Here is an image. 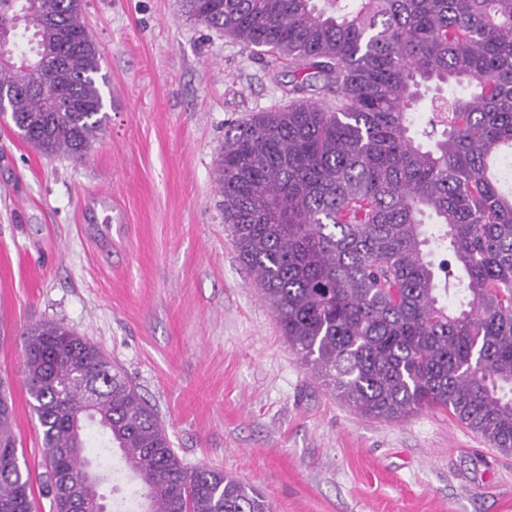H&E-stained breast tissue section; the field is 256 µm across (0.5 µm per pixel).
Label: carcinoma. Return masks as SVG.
Returning <instances> with one entry per match:
<instances>
[{"instance_id":"cac0c4a2","label":"carcinoma","mask_w":512,"mask_h":512,"mask_svg":"<svg viewBox=\"0 0 512 512\" xmlns=\"http://www.w3.org/2000/svg\"><path fill=\"white\" fill-rule=\"evenodd\" d=\"M189 16L288 62V105L227 126L224 223L281 336L336 397L401 421L441 409L512 452V0H186ZM62 70L0 68L5 119L45 156L82 159L104 127L82 0H0ZM323 84L333 103L304 96ZM427 120L414 114L430 85ZM67 99L72 111L60 110ZM52 512H273L254 487L185 468L150 404L74 330L24 332ZM108 436L87 457V428ZM136 481L106 502L110 454ZM0 512H36L0 391Z\"/></svg>"}]
</instances>
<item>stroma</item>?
<instances>
[{"instance_id":"stroma-1","label":"stroma","mask_w":512,"mask_h":512,"mask_svg":"<svg viewBox=\"0 0 512 512\" xmlns=\"http://www.w3.org/2000/svg\"><path fill=\"white\" fill-rule=\"evenodd\" d=\"M107 124L82 160L0 123V377L34 485L46 472L22 333L52 321L100 346L186 467L275 512H512V455L439 409L344 405L281 336L224 224L227 125L287 104L282 60L191 20L184 0H83Z\"/></svg>"}]
</instances>
